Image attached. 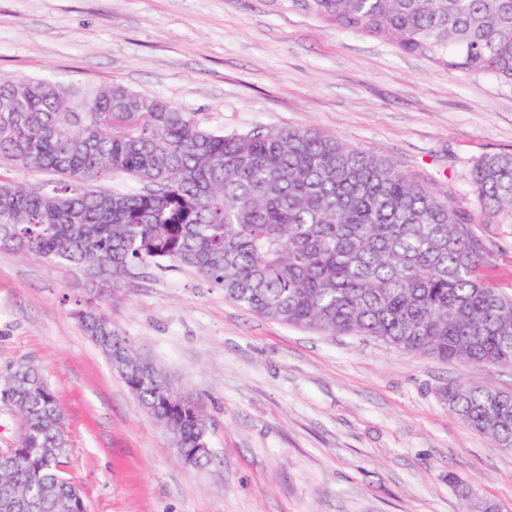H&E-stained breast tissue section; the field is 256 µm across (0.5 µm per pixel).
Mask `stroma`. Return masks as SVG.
I'll return each mask as SVG.
<instances>
[{"label":"stroma","instance_id":"1","mask_svg":"<svg viewBox=\"0 0 512 512\" xmlns=\"http://www.w3.org/2000/svg\"><path fill=\"white\" fill-rule=\"evenodd\" d=\"M121 85L216 132L301 127L386 158L469 212L488 280L512 292V219L486 220L476 165L512 151V82L338 31L288 0H0V78ZM77 267L0 250V382L42 371L64 413L66 477L87 512H512V450L449 411V383L512 390V367L400 352L262 318L170 267L97 304L207 422L182 462L74 312ZM470 485L467 500L456 485Z\"/></svg>","mask_w":512,"mask_h":512}]
</instances>
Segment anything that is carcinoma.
<instances>
[{"label": "carcinoma", "mask_w": 512, "mask_h": 512, "mask_svg": "<svg viewBox=\"0 0 512 512\" xmlns=\"http://www.w3.org/2000/svg\"><path fill=\"white\" fill-rule=\"evenodd\" d=\"M339 31L367 34L450 70L512 81V0H289ZM50 172L29 189L0 178V248L82 267L119 284L177 265L261 317L325 336L379 339L407 353L512 366V294L484 276L474 218L383 158L312 129L221 134L189 112L112 85L76 101L45 79L0 78V164ZM130 177L138 192L108 191ZM471 185L485 213L512 218V153L482 159ZM84 335L179 447L208 442L199 404L137 354L93 302ZM448 409L512 449V392L450 383ZM0 403L21 445L0 456L8 512H79L62 470L63 413L39 369L17 367Z\"/></svg>", "instance_id": "carcinoma-1"}]
</instances>
